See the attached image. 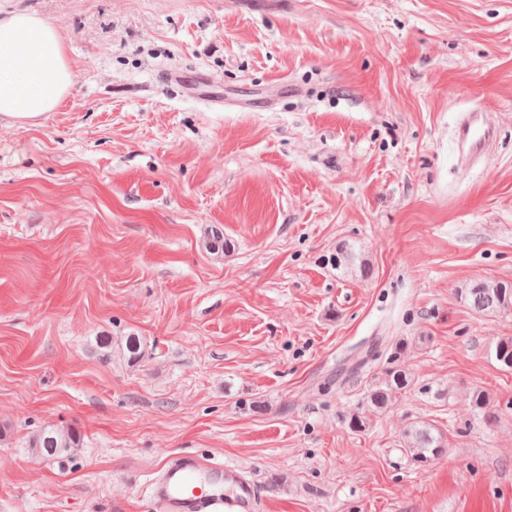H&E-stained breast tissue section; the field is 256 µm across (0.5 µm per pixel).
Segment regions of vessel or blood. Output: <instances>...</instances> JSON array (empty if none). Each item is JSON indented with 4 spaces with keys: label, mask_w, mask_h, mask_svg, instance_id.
<instances>
[{
    "label": "vessel or blood",
    "mask_w": 512,
    "mask_h": 512,
    "mask_svg": "<svg viewBox=\"0 0 512 512\" xmlns=\"http://www.w3.org/2000/svg\"><path fill=\"white\" fill-rule=\"evenodd\" d=\"M494 135L480 113H463L453 130L460 161L479 157ZM155 512H259L255 484L239 466L191 453L166 458L150 484Z\"/></svg>",
    "instance_id": "b4317fda"
}]
</instances>
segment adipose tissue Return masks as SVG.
I'll use <instances>...</instances> for the list:
<instances>
[{"label":"adipose tissue","mask_w":512,"mask_h":512,"mask_svg":"<svg viewBox=\"0 0 512 512\" xmlns=\"http://www.w3.org/2000/svg\"><path fill=\"white\" fill-rule=\"evenodd\" d=\"M71 88L58 25L29 13L0 15V121L34 126Z\"/></svg>","instance_id":"adipose-tissue-1"}]
</instances>
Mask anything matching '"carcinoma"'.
Instances as JSON below:
<instances>
[{
	"label": "carcinoma",
	"mask_w": 512,
	"mask_h": 512,
	"mask_svg": "<svg viewBox=\"0 0 512 512\" xmlns=\"http://www.w3.org/2000/svg\"><path fill=\"white\" fill-rule=\"evenodd\" d=\"M336 267L362 277L370 274L371 267L362 253L342 244L336 248ZM460 298L479 314H494L512 309V283L500 280L480 279L465 284L459 291ZM403 347L397 345L388 357L383 381L365 394L360 407L347 416L350 430L362 432L369 425V416L389 409L397 395L414 384V377L399 364ZM495 359L506 369H512V338L500 339L494 347ZM403 444L411 460L426 467L442 452L441 435L429 422L415 421L403 433ZM78 445L75 434L68 430L44 428L33 434L29 447L44 458L54 457Z\"/></svg>",
	"instance_id": "1"
}]
</instances>
